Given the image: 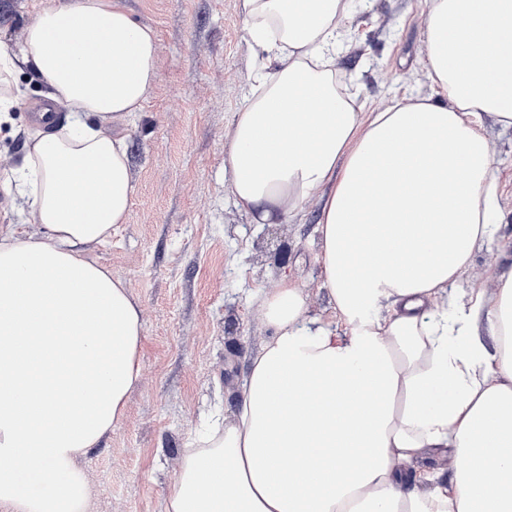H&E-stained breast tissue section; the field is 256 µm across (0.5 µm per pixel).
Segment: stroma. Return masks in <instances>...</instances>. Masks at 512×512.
Segmentation results:
<instances>
[{"mask_svg":"<svg viewBox=\"0 0 512 512\" xmlns=\"http://www.w3.org/2000/svg\"><path fill=\"white\" fill-rule=\"evenodd\" d=\"M156 37L159 79L143 108L113 120L128 144L136 188L126 224L88 253L124 279L144 317L141 381L124 420L80 461L95 489L92 512H163L190 439L215 417L232 421L252 358L272 334L257 306L263 292L290 279L311 317L332 314L317 255L323 202L294 218L259 224L239 209L224 179V142L236 112L277 60L256 46L239 0H117ZM36 0H0V42L16 45ZM346 39L332 60L356 108L434 96L425 64L423 0H355ZM26 96L0 126V182L30 163L28 107L53 90L25 64ZM492 147L498 211L492 248L476 251L465 281L512 273V128L477 118ZM450 485L447 456L399 467L403 491Z\"/></svg>","mask_w":512,"mask_h":512,"instance_id":"1","label":"stroma"}]
</instances>
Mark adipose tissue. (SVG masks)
I'll return each instance as SVG.
<instances>
[{
    "label": "adipose tissue",
    "instance_id": "adipose-tissue-1",
    "mask_svg": "<svg viewBox=\"0 0 512 512\" xmlns=\"http://www.w3.org/2000/svg\"><path fill=\"white\" fill-rule=\"evenodd\" d=\"M240 4L281 65L236 113L224 176L259 224L327 189L318 260L335 319L309 317L285 280L262 295L273 334L165 512H512V276L447 294L492 239L498 179L476 118L512 127V0H426L438 98L378 112L336 86L342 0ZM157 58L116 0H39L22 43L0 42V124L19 59L69 112L4 185L42 233L0 226V512H90L78 461L141 380V307L85 248L129 217L126 140L103 124L142 108ZM430 449L450 454L452 486L403 493L397 466Z\"/></svg>",
    "mask_w": 512,
    "mask_h": 512
}]
</instances>
